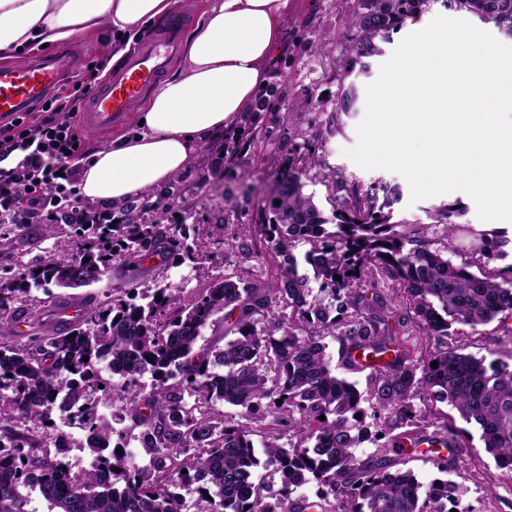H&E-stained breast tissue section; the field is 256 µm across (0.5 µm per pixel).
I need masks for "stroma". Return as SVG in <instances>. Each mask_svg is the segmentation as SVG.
I'll return each instance as SVG.
<instances>
[{
  "label": "stroma",
  "mask_w": 512,
  "mask_h": 512,
  "mask_svg": "<svg viewBox=\"0 0 512 512\" xmlns=\"http://www.w3.org/2000/svg\"><path fill=\"white\" fill-rule=\"evenodd\" d=\"M285 27L287 63L280 75L270 81L272 104L261 115L264 135L252 134L241 121L233 127L235 136L247 146L248 162L223 157L215 146L204 149L190 167L176 177L179 196L171 211L162 216L165 223L172 224L184 217L192 224L220 227V235L226 239L254 237L255 224L263 220L257 203L275 185L279 170L292 161L302 169L304 193L313 195L327 213L347 199L349 188L355 184L365 187L374 179L382 178L408 189L409 184L402 175L384 169L365 170L350 159L347 151L357 142L356 127L363 114L337 109L348 87H356L358 94H365L367 85L377 79L386 55L392 54L406 37V30L393 34L390 43L384 46L383 55L370 59L368 71L356 70L344 78L340 75L339 62L349 56L352 42L345 7L340 0H293ZM455 201L466 209L463 224L477 231L492 227L512 235V222L491 225L479 219L473 200L460 191L413 204L401 202L396 207V217L424 224L434 206ZM70 242V229L63 221L50 236L39 224L21 232L5 224L0 226V262L27 264ZM240 262V255L230 254L222 260L207 259L196 265L177 260L161 266L118 264L110 276L85 288H56L48 295L33 292L30 301L18 303L17 312L21 315L34 312L38 318L32 325L24 322L13 325V340L25 344L33 333L46 331L48 322L41 310L49 301L79 304L103 297L126 281L143 289L164 280L190 292L237 272ZM449 343L463 353L486 361L512 364V318L504 322L495 320L475 329L464 324L454 325ZM429 411L425 434L450 425L457 434L456 448L438 451L423 445L408 454L393 457V468L413 470L418 479L427 484L439 475L437 458H446L447 477L460 488L456 512H512V477L484 452L477 427L459 418L447 403H432Z\"/></svg>",
  "instance_id": "stroma-1"
}]
</instances>
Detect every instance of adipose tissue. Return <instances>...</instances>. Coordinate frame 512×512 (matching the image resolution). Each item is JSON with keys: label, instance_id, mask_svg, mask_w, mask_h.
<instances>
[{"label": "adipose tissue", "instance_id": "obj_1", "mask_svg": "<svg viewBox=\"0 0 512 512\" xmlns=\"http://www.w3.org/2000/svg\"><path fill=\"white\" fill-rule=\"evenodd\" d=\"M291 0H207L177 66L136 109L134 130L80 160L77 191L120 206L158 191L223 139L268 81ZM173 0H0V54L56 44L109 24L130 51Z\"/></svg>", "mask_w": 512, "mask_h": 512}]
</instances>
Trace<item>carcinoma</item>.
Returning a JSON list of instances; mask_svg holds the SVG:
<instances>
[{
  "mask_svg": "<svg viewBox=\"0 0 512 512\" xmlns=\"http://www.w3.org/2000/svg\"><path fill=\"white\" fill-rule=\"evenodd\" d=\"M351 2L347 74L380 55L408 16L438 2L512 39V0ZM399 200L398 187L382 181L356 185L327 217L290 162L258 202L263 250L225 243L224 253L235 248L270 266L266 275L246 270L188 296L165 281L146 293L124 284L69 329L28 345L1 341L0 512H38L36 496L49 512H184L187 492L196 512H450L457 485H425L410 470H391L389 455L406 439L455 446L447 425L431 440L422 435L428 399L475 424L484 451L512 473V368L448 346L457 323L476 328L512 317V264L479 276L453 257L469 250L488 266L509 255L512 237L453 223L464 213L458 202L435 207L430 225L396 221ZM433 226L442 227L439 248L428 236ZM72 228V250L19 269L0 266L1 338L10 335L15 304L34 290L88 287L117 263L210 256L159 220L143 223L134 204L114 226ZM299 241L310 244V275L293 254ZM384 279L398 286V304L383 295ZM208 326L221 328L224 345L204 339ZM325 336L336 337L347 369H358L360 357L373 362L367 391L336 374ZM105 371L128 387L148 374L151 388L119 394ZM117 400L122 406L106 415ZM219 402L241 408V420L216 418ZM54 414L76 433H58ZM286 432L296 442L285 447ZM129 438L138 442L134 453ZM367 441L379 451L360 460L353 449ZM85 447L97 468L76 470L65 449ZM261 466L278 475L277 488L257 480ZM310 483L313 497L301 491ZM438 483L449 498L432 496Z\"/></svg>",
  "mask_w": 512,
  "mask_h": 512,
  "instance_id": "1",
  "label": "carcinoma"
}]
</instances>
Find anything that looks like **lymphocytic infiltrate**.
<instances>
[{"instance_id":"1","label":"lymphocytic infiltrate","mask_w":512,"mask_h":512,"mask_svg":"<svg viewBox=\"0 0 512 512\" xmlns=\"http://www.w3.org/2000/svg\"><path fill=\"white\" fill-rule=\"evenodd\" d=\"M92 69L44 105L0 115V224L23 228L82 207L78 161L89 151L76 115L92 91Z\"/></svg>"}]
</instances>
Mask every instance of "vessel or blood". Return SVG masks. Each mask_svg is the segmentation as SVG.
<instances>
[{
    "mask_svg": "<svg viewBox=\"0 0 512 512\" xmlns=\"http://www.w3.org/2000/svg\"><path fill=\"white\" fill-rule=\"evenodd\" d=\"M187 17V9L178 10L109 76L104 88L80 103L77 120L82 128L102 133L125 123L133 106L145 98L178 53ZM66 66V61L54 56L0 65V114L42 101L60 84Z\"/></svg>",
    "mask_w": 512,
    "mask_h": 512,
    "instance_id": "obj_1",
    "label": "vessel or blood"
}]
</instances>
